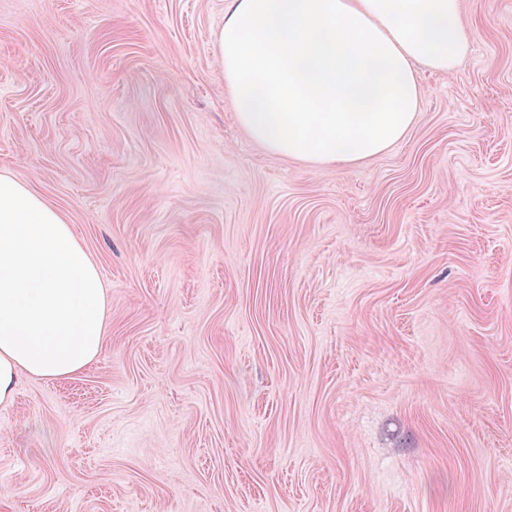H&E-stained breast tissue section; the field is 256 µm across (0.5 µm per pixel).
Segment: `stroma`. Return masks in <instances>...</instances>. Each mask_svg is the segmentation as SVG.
<instances>
[{"label": "stroma", "mask_w": 512, "mask_h": 512, "mask_svg": "<svg viewBox=\"0 0 512 512\" xmlns=\"http://www.w3.org/2000/svg\"><path fill=\"white\" fill-rule=\"evenodd\" d=\"M227 3L0 0V173L109 298L0 405V512H512V0L350 166L239 125Z\"/></svg>", "instance_id": "obj_1"}]
</instances>
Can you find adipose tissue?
<instances>
[{
	"label": "adipose tissue",
	"instance_id": "obj_1",
	"mask_svg": "<svg viewBox=\"0 0 512 512\" xmlns=\"http://www.w3.org/2000/svg\"><path fill=\"white\" fill-rule=\"evenodd\" d=\"M238 123L270 152L352 164L414 124L416 67L454 69L469 49L460 0H231L218 34ZM100 271L59 211L0 173V404L21 376L65 379L106 336Z\"/></svg>",
	"mask_w": 512,
	"mask_h": 512
}]
</instances>
